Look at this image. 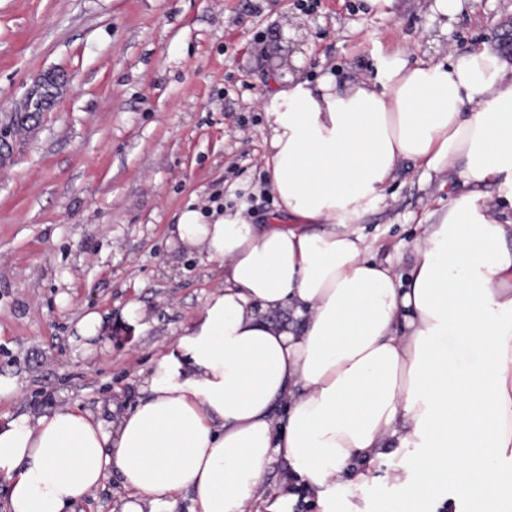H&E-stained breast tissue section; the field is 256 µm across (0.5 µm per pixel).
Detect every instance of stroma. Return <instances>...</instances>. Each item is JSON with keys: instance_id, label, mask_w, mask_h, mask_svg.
Wrapping results in <instances>:
<instances>
[{"instance_id": "35a3bbf8", "label": "stroma", "mask_w": 512, "mask_h": 512, "mask_svg": "<svg viewBox=\"0 0 512 512\" xmlns=\"http://www.w3.org/2000/svg\"><path fill=\"white\" fill-rule=\"evenodd\" d=\"M488 43L512 56V0H465L454 20L429 0H0V420L51 404L103 424L143 397L142 371L194 320L217 282L170 238L180 211L241 205L266 223L267 134L259 102L278 61L304 78L370 77L398 49L440 58ZM56 78L52 106L13 120L27 92ZM458 177L402 165L356 228L376 260L406 273L409 247L462 192ZM139 303L145 319L129 322ZM97 336L80 335L88 313ZM410 457L385 456L329 486L338 512H375L403 489Z\"/></svg>"}]
</instances>
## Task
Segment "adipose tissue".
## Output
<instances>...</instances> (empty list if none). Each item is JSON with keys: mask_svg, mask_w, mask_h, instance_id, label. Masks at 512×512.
Instances as JSON below:
<instances>
[{"mask_svg": "<svg viewBox=\"0 0 512 512\" xmlns=\"http://www.w3.org/2000/svg\"><path fill=\"white\" fill-rule=\"evenodd\" d=\"M262 107L278 219L179 213L172 238L218 287L112 426L67 404L0 425L8 512H76L114 474L120 512H172L186 492L191 512H287L297 479L336 512L325 488L388 448L414 464L378 512H428L448 481L471 512H512V58L483 44L344 84L287 73ZM406 162L497 193L453 198L401 276L355 225ZM452 339L477 350L469 368Z\"/></svg>", "mask_w": 512, "mask_h": 512, "instance_id": "1", "label": "adipose tissue"}]
</instances>
